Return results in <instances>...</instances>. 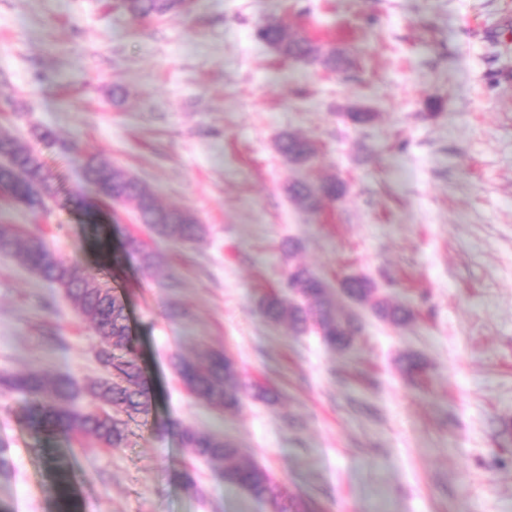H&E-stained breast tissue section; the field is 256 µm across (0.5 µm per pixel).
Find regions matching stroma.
<instances>
[{
  "label": "stroma",
  "instance_id": "obj_1",
  "mask_svg": "<svg viewBox=\"0 0 512 512\" xmlns=\"http://www.w3.org/2000/svg\"><path fill=\"white\" fill-rule=\"evenodd\" d=\"M268 19L349 65L283 60L254 38ZM357 106L370 125L346 119ZM1 127L57 193L38 215L0 200V224L41 226L76 275L124 301L152 404L108 450L46 434L22 395L0 397V512H272L184 448L188 426L233 439L316 512H512V0H193L143 20L118 0H0ZM286 130L316 145L311 164L278 153ZM90 154L192 212L204 237L153 241L165 264L146 273L126 249L144 234L134 206L83 180ZM329 177L347 192L319 212L287 192ZM292 265L335 292L367 276L413 318L391 325L336 292L362 330L334 351L259 312ZM103 345L62 292L0 255V372L89 383ZM206 350L239 366L234 413L177 377L176 356ZM408 354L422 373L402 372Z\"/></svg>",
  "mask_w": 512,
  "mask_h": 512
}]
</instances>
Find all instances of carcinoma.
<instances>
[{
    "label": "carcinoma",
    "mask_w": 512,
    "mask_h": 512,
    "mask_svg": "<svg viewBox=\"0 0 512 512\" xmlns=\"http://www.w3.org/2000/svg\"><path fill=\"white\" fill-rule=\"evenodd\" d=\"M124 10L133 18H147L183 11L181 0H122ZM255 40L279 56L303 62L321 59L341 68L348 64L346 56L308 36L289 35L287 29L270 22L258 26ZM284 160L291 165L309 162L316 154L314 145L292 132L284 131L277 141ZM84 179L93 184L98 195L113 204L132 203L139 223L156 237L176 243H191L203 238L205 226L189 211L158 204L153 191L126 170L105 159L91 156L83 168ZM0 183L10 201L33 213L47 211V199L53 195L52 179L44 163L31 150L21 145L8 131L0 130ZM288 193L308 211H317L324 202H338L346 186L337 178L320 182V186L293 182ZM127 247L138 254L142 268L151 272L163 262V255L150 248L137 236ZM0 253L14 254L21 263L41 279L64 291L75 310L92 322L106 348L97 352L99 362L112 369V376L89 384L72 377L47 380L39 372L0 374V397L20 394L27 399V410L41 429L88 437L102 448H123L128 439V420L149 409V385L137 359V351L128 335L123 301L112 289L94 278L79 277L35 231L23 232L13 224H0ZM286 287L299 301L288 302L277 293L263 296L260 313L270 322L288 318L293 330L304 333L315 328L323 342L337 351L349 349L360 331L357 319L340 314L330 292L312 270L294 266L288 270ZM339 288L351 300H374L373 310L382 320L401 325L412 312L385 298L374 299L375 287L366 276L350 275L339 282ZM176 372L180 382L198 401L216 410L232 412L240 403L241 383L237 363L220 351H207L196 359L178 358ZM89 397L93 407L79 409L74 401ZM123 412V420L117 413ZM184 446L192 454L221 466L224 482L257 500L269 502L276 512H309V504L290 498L274 482L269 472L242 457L236 443L222 435L186 428Z\"/></svg>",
    "instance_id": "obj_1"
}]
</instances>
